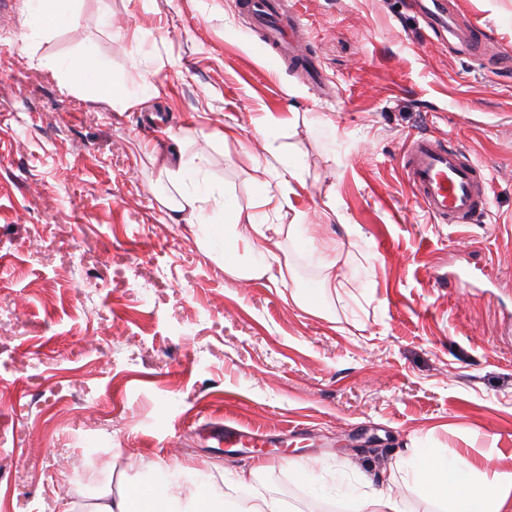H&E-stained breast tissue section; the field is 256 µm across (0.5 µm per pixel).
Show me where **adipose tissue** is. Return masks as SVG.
<instances>
[{
  "label": "adipose tissue",
  "mask_w": 512,
  "mask_h": 512,
  "mask_svg": "<svg viewBox=\"0 0 512 512\" xmlns=\"http://www.w3.org/2000/svg\"><path fill=\"white\" fill-rule=\"evenodd\" d=\"M68 66L84 73L85 99L103 101L120 95V88L105 78L93 54L77 56L69 60ZM197 169V163L184 160L175 168L163 166L162 172L178 194L176 210L188 211L189 223L204 224L210 209L227 210L231 203L222 190L194 186ZM281 232V225L264 223L250 213L236 215L231 225L219 228L217 236L222 243H241L253 248L260 242H273ZM409 467L414 482L439 512H508L507 506L512 503L511 472L488 475L475 470L464 459L450 466L425 448L414 449ZM63 512H224V496L202 479L193 487H185L177 470L165 469L146 482L117 493L111 484H104L92 502L70 500Z\"/></svg>",
  "instance_id": "1"
}]
</instances>
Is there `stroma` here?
<instances>
[{
	"instance_id": "35a3bbf8",
	"label": "stroma",
	"mask_w": 512,
	"mask_h": 512,
	"mask_svg": "<svg viewBox=\"0 0 512 512\" xmlns=\"http://www.w3.org/2000/svg\"><path fill=\"white\" fill-rule=\"evenodd\" d=\"M290 2L319 80L273 63L240 0H69L51 29L23 0L0 9V512L178 463L189 483L209 471L226 512L252 466V493L291 512L341 510L335 486L363 474L430 512L415 445L512 472V63L409 0ZM443 2L512 48V0ZM87 48L119 98L88 101L63 70ZM421 134L483 166V223L417 201L399 159ZM200 153L237 208L299 222L273 252L237 248L269 276L225 272L168 208L163 162ZM280 154L300 180L277 212ZM225 422L288 445L213 448ZM291 459L316 462L323 495Z\"/></svg>"
}]
</instances>
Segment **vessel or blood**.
<instances>
[{"label":"vessel or blood","instance_id":"obj_1","mask_svg":"<svg viewBox=\"0 0 512 512\" xmlns=\"http://www.w3.org/2000/svg\"><path fill=\"white\" fill-rule=\"evenodd\" d=\"M243 8L259 25L273 59H281L283 48H296L301 28L292 12L278 0H242ZM400 164L415 196L438 224H476L489 211L484 169L463 150L429 136L412 138ZM211 435L226 447H265L263 437L237 425L212 426Z\"/></svg>","mask_w":512,"mask_h":512}]
</instances>
